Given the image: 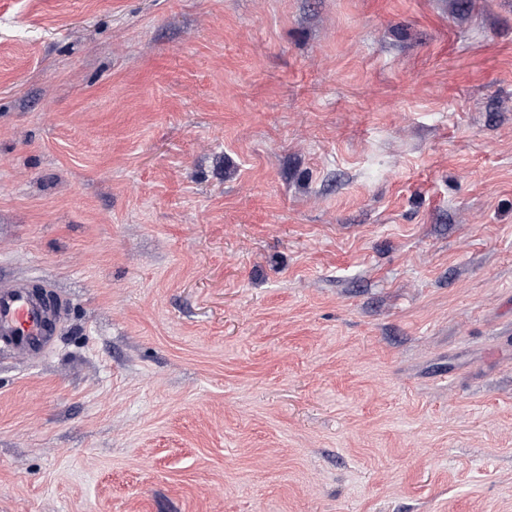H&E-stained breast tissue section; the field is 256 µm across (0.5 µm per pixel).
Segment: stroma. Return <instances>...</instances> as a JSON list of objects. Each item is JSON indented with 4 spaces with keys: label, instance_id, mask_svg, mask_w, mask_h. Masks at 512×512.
<instances>
[{
    "label": "stroma",
    "instance_id": "35a3bbf8",
    "mask_svg": "<svg viewBox=\"0 0 512 512\" xmlns=\"http://www.w3.org/2000/svg\"><path fill=\"white\" fill-rule=\"evenodd\" d=\"M0 512H512V0H0ZM28 284L0 289V343L14 353L32 356L43 349L52 336L47 319L55 313L51 296L37 297ZM52 312L49 310V302Z\"/></svg>",
    "mask_w": 512,
    "mask_h": 512
}]
</instances>
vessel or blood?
I'll list each match as a JSON object with an SVG mask.
<instances>
[{
	"mask_svg": "<svg viewBox=\"0 0 512 512\" xmlns=\"http://www.w3.org/2000/svg\"><path fill=\"white\" fill-rule=\"evenodd\" d=\"M47 298L36 296L29 285L0 289V343L14 353L33 355L46 345L52 331Z\"/></svg>",
	"mask_w": 512,
	"mask_h": 512,
	"instance_id": "1",
	"label": "vessel or blood"
}]
</instances>
